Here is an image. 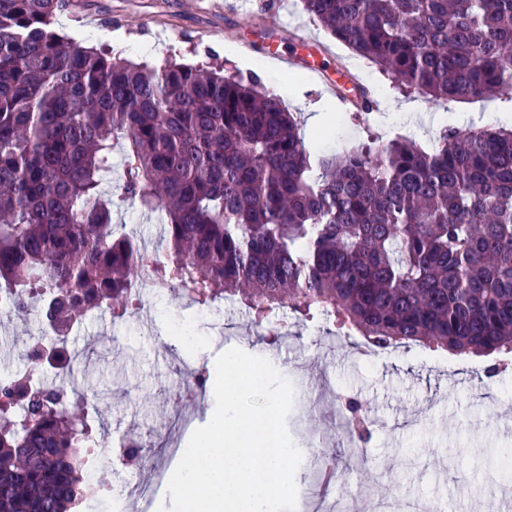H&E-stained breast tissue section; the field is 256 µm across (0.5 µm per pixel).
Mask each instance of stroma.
Wrapping results in <instances>:
<instances>
[{"label":"stroma","instance_id":"35a3bbf8","mask_svg":"<svg viewBox=\"0 0 512 512\" xmlns=\"http://www.w3.org/2000/svg\"><path fill=\"white\" fill-rule=\"evenodd\" d=\"M273 22L302 26L333 55L345 58L375 88L380 112L402 114L401 136L421 146L433 142L431 129L440 114L467 113L475 126L493 127L498 112L512 110V100L504 98L446 104L396 88L313 23L301 0H67L54 26L86 47L121 45L122 58L156 68L177 63L246 76L251 63L265 61L249 40L256 29ZM260 78L261 89L287 87L290 111L320 116V130L305 134V144L317 154L334 153L339 139L335 117L342 111L336 99L307 71L285 63L266 68ZM404 103L416 104V111L401 113ZM113 222L115 234H131L147 247L162 248L163 225L157 215L116 200ZM276 317L289 334L287 343L278 346L261 341V328L247 314L222 304L190 306L165 294L143 298L124 317L101 312L71 330L67 350L74 382L97 390V397L88 401V418L94 430L108 436L104 464L95 478L112 487L110 497L88 500L81 512H113L114 498L124 496L128 483L147 477V469L122 463V450L136 438L150 458L163 455L164 434L172 425V387L200 370L207 382L188 413L194 427L203 425L215 406L210 360L233 347L267 358L293 386L287 426L303 453L300 484L313 479L315 446L323 436L331 441L325 455L346 470L333 486L339 499L352 493L374 503L400 496L412 506L440 502L448 512H473L477 503L489 501L486 478L512 485V473L496 465L500 451L512 449V427L498 422L512 413V373L485 377L490 357L462 358L417 346L362 353L333 342L325 321L299 322L285 307ZM44 336L38 316L0 315V375L25 369L20 349L27 339ZM316 378L332 394L357 399L378 418L364 446L368 471L348 466L349 449L339 442L342 420L312 411L307 383ZM457 379L467 380V388L454 387Z\"/></svg>","mask_w":512,"mask_h":512}]
</instances>
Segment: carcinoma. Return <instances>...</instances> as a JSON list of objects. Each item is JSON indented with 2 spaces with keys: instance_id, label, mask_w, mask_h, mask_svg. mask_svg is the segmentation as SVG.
Instances as JSON below:
<instances>
[{
  "instance_id": "1",
  "label": "carcinoma",
  "mask_w": 512,
  "mask_h": 512,
  "mask_svg": "<svg viewBox=\"0 0 512 512\" xmlns=\"http://www.w3.org/2000/svg\"><path fill=\"white\" fill-rule=\"evenodd\" d=\"M397 87L443 102L512 91V0H302ZM66 0H0V287L55 333L0 380V512H78L94 435L71 368L33 383L80 312L140 301L147 259L112 238L101 184L167 218L150 275L189 304L234 300L255 325L288 306L366 348L512 353V128L447 127L315 156L251 77L156 70L53 28Z\"/></svg>"
}]
</instances>
